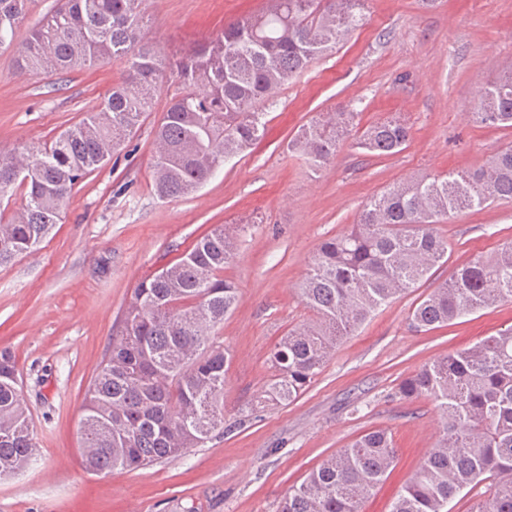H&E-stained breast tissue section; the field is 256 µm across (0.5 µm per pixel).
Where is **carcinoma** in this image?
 <instances>
[{"instance_id":"carcinoma-1","label":"carcinoma","mask_w":512,"mask_h":512,"mask_svg":"<svg viewBox=\"0 0 512 512\" xmlns=\"http://www.w3.org/2000/svg\"><path fill=\"white\" fill-rule=\"evenodd\" d=\"M144 2L62 0L19 44L31 0H0V48L17 47L20 70L65 74L112 58L127 62L98 111L49 143L0 153V200L22 199L8 217L0 209V264L48 237L75 187L127 147L170 82L178 90L155 132L153 190L165 200L198 191L264 137L263 109L363 23L366 0H264L257 13L173 61L144 39L151 23ZM473 115L480 124L512 128V63L483 90ZM357 117L322 115L288 148L319 170L335 159ZM409 136L406 125L389 119L366 127L356 147L387 156ZM18 164L31 169L28 180H13ZM499 201H512V145L476 169L422 174L366 202L348 231L316 249L299 284L313 318L270 351L271 375L259 403L296 400L343 338L448 261L440 220ZM235 255L233 234L219 224L176 262L135 283L112 348L86 390L79 434L87 472L151 465L232 431L224 385L233 356L217 329L241 297L224 279ZM502 302H512L511 241L454 270L414 306L409 325L427 332ZM396 395L431 400L444 433L390 512H449L451 501L473 489L475 512H512V326L424 365L399 383ZM34 448L15 361L0 351V477L19 473ZM396 458L389 432L370 431L325 458L279 512H360Z\"/></svg>"}]
</instances>
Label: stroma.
Segmentation results:
<instances>
[{"label": "stroma", "mask_w": 512, "mask_h": 512, "mask_svg": "<svg viewBox=\"0 0 512 512\" xmlns=\"http://www.w3.org/2000/svg\"><path fill=\"white\" fill-rule=\"evenodd\" d=\"M263 0H147L146 38L165 57L209 40ZM512 62V0H367L365 20L315 59L267 109L265 139L230 160L199 191L161 200L151 190L162 91L126 153L74 190L64 219L31 251L0 265V350L15 358L36 452L0 480V512H278L323 459L384 428L399 450L361 512H389L441 430L432 401L396 396L404 378L437 357L512 326V302L417 332L409 314L453 270L512 240V201L443 219L448 261L383 307L336 348L293 403L239 412L270 376L271 348L309 317L297 285L324 239L354 224L370 197L421 174L475 169L512 145V129L482 127L471 111ZM113 59L65 75L17 70L0 51V151L47 142L96 111L126 69ZM348 107L362 124L397 118L404 149L371 156L345 141L319 172L288 149L318 114ZM217 224L237 232L224 276L241 291L218 334L233 354L224 385L231 433L203 447L112 476L88 473L79 452L85 391L108 352L134 284L174 262Z\"/></svg>", "instance_id": "1"}]
</instances>
